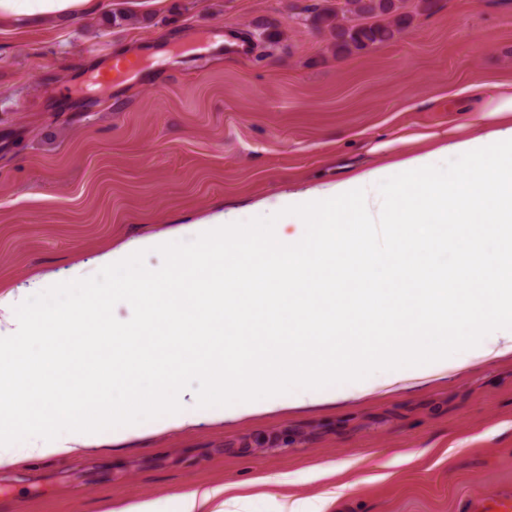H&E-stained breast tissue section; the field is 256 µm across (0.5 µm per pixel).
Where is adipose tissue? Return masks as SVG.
<instances>
[{"label": "adipose tissue", "instance_id": "obj_1", "mask_svg": "<svg viewBox=\"0 0 512 512\" xmlns=\"http://www.w3.org/2000/svg\"><path fill=\"white\" fill-rule=\"evenodd\" d=\"M90 3L0 0V17L22 23L63 20L88 10ZM480 99L468 138L397 165L369 169L330 187L259 203L251 208L256 219L250 223L242 222L237 211L216 215L193 225L187 248L178 245L185 234L172 230L105 252L97 261L113 274V298L136 306L143 291L176 286L181 304L172 308L173 317H180L183 307L200 303L206 312L241 320L249 307L228 304L225 292L250 294L255 304L270 308L287 294L317 332L334 316L335 307L310 300V293L332 298L340 287L333 280L309 276L308 271L339 260L327 239L334 225L355 229L368 224H479V231L463 247L471 255L467 262L449 261L448 237L442 233L394 240L380 254L355 243L339 260L345 274L367 271L370 285L402 276L417 299L421 328L383 350L364 346L334 354L321 342L305 357L273 345L262 356L228 359L217 336H188L179 347L181 366L206 373L211 385L187 396L178 382L165 383L139 373L141 362L131 351L139 346L143 323L152 318L147 310L140 323L119 333L125 350L112 354L113 374H137V389L113 383L101 404L78 410L54 399L59 381L47 374L48 368L67 364L66 353L28 345L43 333L33 314L50 318L51 335H62L72 327L66 308L79 307L81 292H96L97 283L77 267L61 284L62 289L77 291L68 307L51 298L36 307L24 295L0 299V463L102 446L106 426L112 429L113 441L120 442L133 435L194 426L204 414L218 422L285 404L303 406L364 395L451 366L512 353V290L501 286L506 274L503 261L512 257V121L495 130L488 127L490 118H512V86L487 87ZM386 181L391 184L390 195L382 204L377 189ZM267 211L287 215L291 225L266 222ZM253 249L269 256L262 277L270 280V287L257 288L259 276L242 263L243 254ZM141 252L163 254L169 261L145 269L134 263ZM475 273L480 276L477 288L449 315L450 340L432 338L428 324L439 317L434 296L448 279L463 281ZM21 375L29 383L25 396L11 387Z\"/></svg>", "mask_w": 512, "mask_h": 512}]
</instances>
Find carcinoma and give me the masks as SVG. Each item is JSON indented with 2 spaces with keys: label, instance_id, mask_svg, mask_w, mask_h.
<instances>
[{
  "label": "carcinoma",
  "instance_id": "carcinoma-1",
  "mask_svg": "<svg viewBox=\"0 0 512 512\" xmlns=\"http://www.w3.org/2000/svg\"><path fill=\"white\" fill-rule=\"evenodd\" d=\"M345 7L346 13L356 19L390 15L397 10L395 0H346ZM315 23L329 28L338 54L365 50L389 41L410 25L402 17L388 24H344L339 22V15L330 7H324L316 13Z\"/></svg>",
  "mask_w": 512,
  "mask_h": 512
}]
</instances>
